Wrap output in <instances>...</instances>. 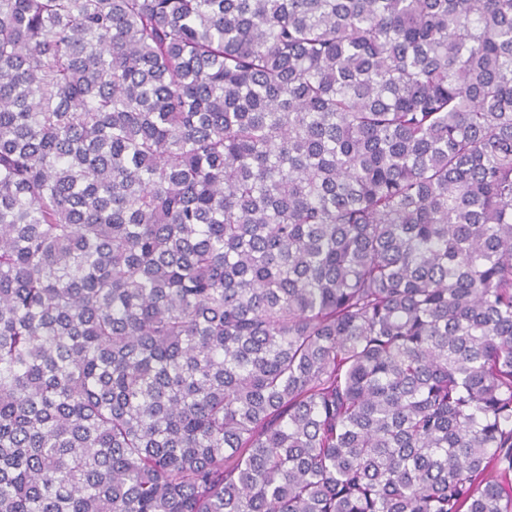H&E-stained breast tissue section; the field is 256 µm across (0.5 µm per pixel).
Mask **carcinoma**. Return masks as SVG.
Returning a JSON list of instances; mask_svg holds the SVG:
<instances>
[{"label":"carcinoma","mask_w":512,"mask_h":512,"mask_svg":"<svg viewBox=\"0 0 512 512\" xmlns=\"http://www.w3.org/2000/svg\"><path fill=\"white\" fill-rule=\"evenodd\" d=\"M0 512H512V0H0Z\"/></svg>","instance_id":"cac0c4a2"}]
</instances>
